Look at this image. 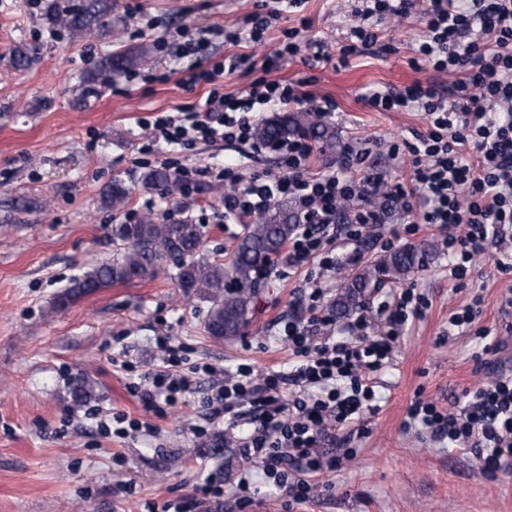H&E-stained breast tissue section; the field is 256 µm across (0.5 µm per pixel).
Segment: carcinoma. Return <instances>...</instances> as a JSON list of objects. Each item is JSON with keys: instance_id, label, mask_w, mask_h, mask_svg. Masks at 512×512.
<instances>
[{"instance_id": "1", "label": "carcinoma", "mask_w": 512, "mask_h": 512, "mask_svg": "<svg viewBox=\"0 0 512 512\" xmlns=\"http://www.w3.org/2000/svg\"><path fill=\"white\" fill-rule=\"evenodd\" d=\"M112 0H74L62 3L47 0L44 20L52 30L63 28L74 37L96 33L110 35L116 30ZM146 45L119 46L102 58L99 69L121 74L146 62ZM261 146L276 151L290 140L313 139L326 146L336 140L333 131L310 119L307 112H276L256 129ZM141 186L146 190L170 192L177 188L174 173L154 168L143 173ZM130 187L116 176L101 192V203L116 212L129 199ZM296 231V216L288 204L270 207L254 224L243 225L238 243L227 262L211 260L203 254V225L190 218L164 220L145 215L134 222L112 226L116 255L82 276L59 294L53 310H61L77 300L116 283L154 278L163 265L173 267L171 278L187 298L210 303L205 321L209 336L216 340L239 335L247 322L252 288L259 272L278 258ZM426 249L405 246L358 271L351 283L335 299L336 314L346 315L360 302L366 289L384 274L394 280L406 278L422 263Z\"/></svg>"}]
</instances>
